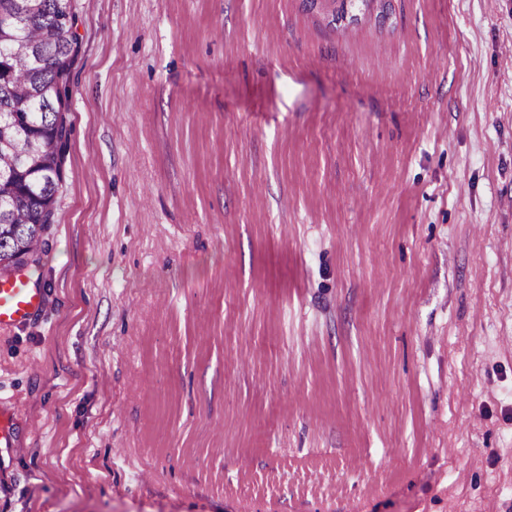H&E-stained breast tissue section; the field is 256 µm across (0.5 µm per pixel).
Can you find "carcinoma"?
<instances>
[{
  "mask_svg": "<svg viewBox=\"0 0 512 512\" xmlns=\"http://www.w3.org/2000/svg\"><path fill=\"white\" fill-rule=\"evenodd\" d=\"M71 0H43L36 15L18 17V35L33 47L29 57L0 50V270L39 254L53 224L63 187V156L70 128L67 87L77 51ZM52 98L34 96L41 88Z\"/></svg>",
  "mask_w": 512,
  "mask_h": 512,
  "instance_id": "carcinoma-1",
  "label": "carcinoma"
}]
</instances>
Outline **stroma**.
<instances>
[{
    "label": "stroma",
    "instance_id": "obj_1",
    "mask_svg": "<svg viewBox=\"0 0 512 512\" xmlns=\"http://www.w3.org/2000/svg\"><path fill=\"white\" fill-rule=\"evenodd\" d=\"M0 512H512V0H72Z\"/></svg>",
    "mask_w": 512,
    "mask_h": 512
}]
</instances>
